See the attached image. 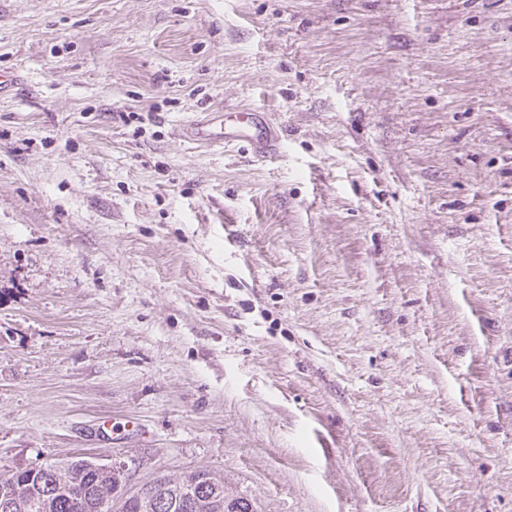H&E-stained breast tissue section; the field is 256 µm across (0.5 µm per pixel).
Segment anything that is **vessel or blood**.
I'll use <instances>...</instances> for the list:
<instances>
[{"mask_svg":"<svg viewBox=\"0 0 512 512\" xmlns=\"http://www.w3.org/2000/svg\"><path fill=\"white\" fill-rule=\"evenodd\" d=\"M176 134L198 148L242 149L258 160L271 157L280 147V130L267 113L238 107L180 122Z\"/></svg>","mask_w":512,"mask_h":512,"instance_id":"vessel-or-blood-1","label":"vessel or blood"}]
</instances>
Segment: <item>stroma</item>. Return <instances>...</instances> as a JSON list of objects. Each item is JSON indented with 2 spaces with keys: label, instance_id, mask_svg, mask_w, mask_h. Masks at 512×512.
Returning <instances> with one entry per match:
<instances>
[{
  "label": "stroma",
  "instance_id": "obj_1",
  "mask_svg": "<svg viewBox=\"0 0 512 512\" xmlns=\"http://www.w3.org/2000/svg\"><path fill=\"white\" fill-rule=\"evenodd\" d=\"M6 71L0 474L512 512V0H0ZM204 113L203 118L181 121L177 136L196 148L243 149L257 160L278 152L280 130L267 113L238 107Z\"/></svg>",
  "mask_w": 512,
  "mask_h": 512
}]
</instances>
